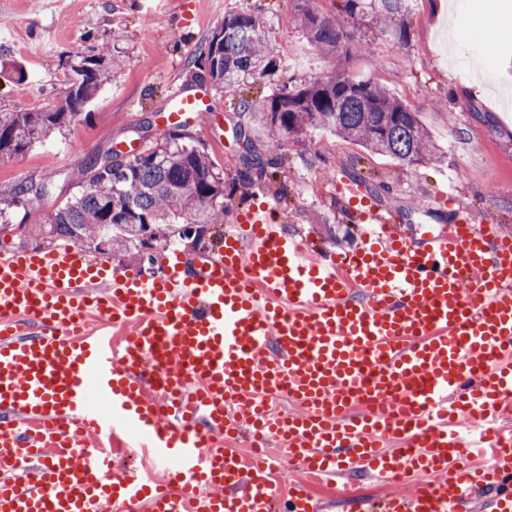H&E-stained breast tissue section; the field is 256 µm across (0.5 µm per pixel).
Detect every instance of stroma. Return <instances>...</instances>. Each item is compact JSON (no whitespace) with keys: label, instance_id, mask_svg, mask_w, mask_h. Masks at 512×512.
Segmentation results:
<instances>
[{"label":"stroma","instance_id":"obj_1","mask_svg":"<svg viewBox=\"0 0 512 512\" xmlns=\"http://www.w3.org/2000/svg\"><path fill=\"white\" fill-rule=\"evenodd\" d=\"M261 12L265 33L281 66L239 88L209 91L207 126H191L231 187L234 206L276 196L291 230L339 249L360 242L357 223L336 200L341 180L358 199L381 208L407 232L423 225L441 227L458 216L497 220L512 236V0H406L407 38L382 30L370 16L350 22L355 39L370 47V59L350 57L339 44L327 58L296 24L297 0H0V62L14 61L23 75L0 74V110L53 108L64 88L69 64L89 47L120 56L123 69L105 84L80 116L23 154L0 159V191L30 177H52L54 192L35 206L12 208L5 217L13 229L0 232V248L30 251L21 224L42 223L75 188L66 179L85 159L119 142L144 150L168 127L164 110L174 89L203 88L201 70L189 59L225 15ZM456 20L464 37L449 27ZM347 72L387 85L419 117L434 154L403 166L317 129L302 143L285 141L279 153L267 150L276 131L241 114V97L270 94L286 79L298 82L330 76L334 62ZM118 466L161 477L168 469L124 434L112 442ZM321 512H369L405 484H383L364 475L335 483L311 481Z\"/></svg>","mask_w":512,"mask_h":512}]
</instances>
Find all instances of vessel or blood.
Masks as SVG:
<instances>
[{"mask_svg": "<svg viewBox=\"0 0 512 512\" xmlns=\"http://www.w3.org/2000/svg\"><path fill=\"white\" fill-rule=\"evenodd\" d=\"M166 112L207 120L205 94ZM278 213L241 206L193 274L176 249L147 277L70 242L0 249V512H274L267 460L214 450L230 432L314 479L414 481L386 512H470L481 492L512 512V238L468 218L413 236L372 206L345 252ZM119 425L146 430L169 485L114 467L97 440Z\"/></svg>", "mask_w": 512, "mask_h": 512, "instance_id": "obj_1", "label": "vessel or blood"}]
</instances>
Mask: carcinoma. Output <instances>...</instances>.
Returning <instances> with one entry per match:
<instances>
[{
    "mask_svg": "<svg viewBox=\"0 0 512 512\" xmlns=\"http://www.w3.org/2000/svg\"><path fill=\"white\" fill-rule=\"evenodd\" d=\"M403 6L404 0H346L345 11L353 18L368 9L380 22L393 25ZM297 21L308 40L327 56L336 55L338 44L351 38L349 25L305 6L298 8ZM264 28L256 11L224 16L196 59L215 89L239 87L279 70ZM120 68V59L109 62L97 51L70 66L74 79L59 111H0V158L22 154L70 123ZM239 107L249 119L278 131L269 145L272 153L281 149L282 140L313 129L328 130L406 166L433 152L418 113L386 87L341 71L323 80L284 83L262 99L243 97ZM180 129L123 169L100 165L96 159L85 163L79 170V193L48 214L45 223L0 227L16 228L47 246L66 240L99 253L134 248L138 258L151 259L149 249L171 233L185 239L196 226L222 224L224 177L207 150L193 143L186 126ZM114 200L120 208L112 212L109 205Z\"/></svg>",
    "mask_w": 512,
    "mask_h": 512,
    "instance_id": "carcinoma-1",
    "label": "carcinoma"
}]
</instances>
